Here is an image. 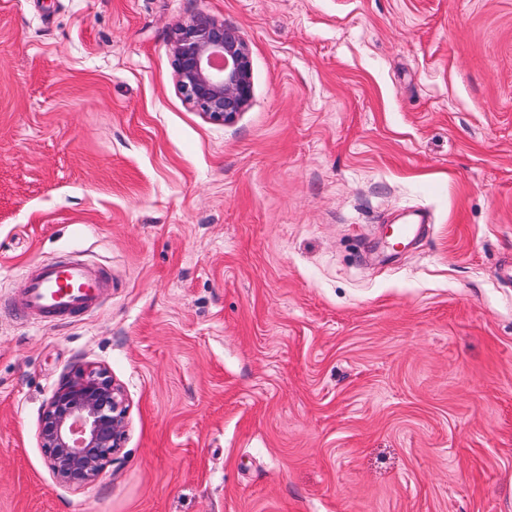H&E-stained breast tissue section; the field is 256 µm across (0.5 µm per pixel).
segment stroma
Wrapping results in <instances>:
<instances>
[{
	"mask_svg": "<svg viewBox=\"0 0 512 512\" xmlns=\"http://www.w3.org/2000/svg\"><path fill=\"white\" fill-rule=\"evenodd\" d=\"M201 12L250 49L226 125L175 85ZM61 257L112 286L0 314V512H512V0H0V300ZM77 364L129 414L72 488ZM129 404L106 369L79 367L49 399L39 438L49 466L64 486L95 482L123 448Z\"/></svg>",
	"mask_w": 512,
	"mask_h": 512,
	"instance_id": "stroma-1",
	"label": "stroma"
}]
</instances>
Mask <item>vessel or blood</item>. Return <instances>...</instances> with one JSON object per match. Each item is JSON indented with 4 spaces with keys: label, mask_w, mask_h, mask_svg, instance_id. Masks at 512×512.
I'll return each instance as SVG.
<instances>
[{
    "label": "vessel or blood",
    "mask_w": 512,
    "mask_h": 512,
    "mask_svg": "<svg viewBox=\"0 0 512 512\" xmlns=\"http://www.w3.org/2000/svg\"><path fill=\"white\" fill-rule=\"evenodd\" d=\"M105 284L102 269L82 260L41 263L26 272L23 288L4 309L28 320L65 321L97 307Z\"/></svg>",
    "instance_id": "b4317fda"
}]
</instances>
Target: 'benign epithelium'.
I'll return each mask as SVG.
<instances>
[{
    "label": "benign epithelium",
    "instance_id": "obj_1",
    "mask_svg": "<svg viewBox=\"0 0 512 512\" xmlns=\"http://www.w3.org/2000/svg\"><path fill=\"white\" fill-rule=\"evenodd\" d=\"M178 92L210 122L230 124L252 98L250 52L238 31L206 13L179 23L171 34ZM129 404L102 368L67 374L49 399L39 438L49 466L64 486L95 482L126 439Z\"/></svg>",
    "mask_w": 512,
    "mask_h": 512
}]
</instances>
